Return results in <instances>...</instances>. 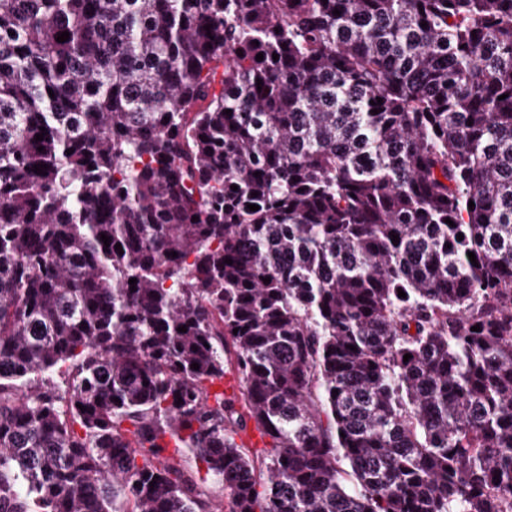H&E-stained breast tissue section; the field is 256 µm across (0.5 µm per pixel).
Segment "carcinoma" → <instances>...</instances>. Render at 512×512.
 Here are the masks:
<instances>
[{
	"label": "carcinoma",
	"mask_w": 512,
	"mask_h": 512,
	"mask_svg": "<svg viewBox=\"0 0 512 512\" xmlns=\"http://www.w3.org/2000/svg\"><path fill=\"white\" fill-rule=\"evenodd\" d=\"M185 450L512 512V0H0V512H217Z\"/></svg>",
	"instance_id": "1"
}]
</instances>
